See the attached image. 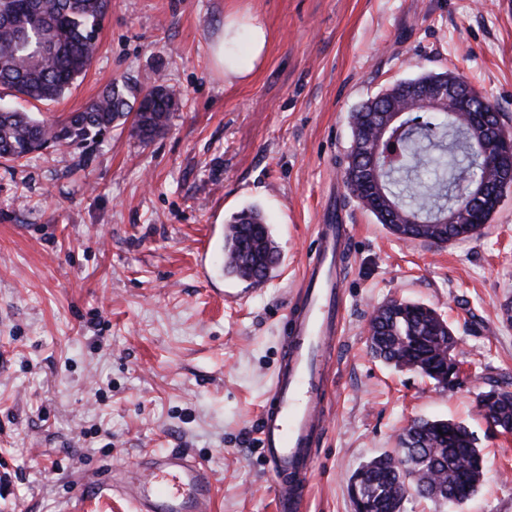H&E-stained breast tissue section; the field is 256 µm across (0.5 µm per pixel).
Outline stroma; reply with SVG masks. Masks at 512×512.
Instances as JSON below:
<instances>
[{
	"label": "stroma",
	"mask_w": 512,
	"mask_h": 512,
	"mask_svg": "<svg viewBox=\"0 0 512 512\" xmlns=\"http://www.w3.org/2000/svg\"><path fill=\"white\" fill-rule=\"evenodd\" d=\"M229 18L227 57L249 55L251 24L267 32L233 82L210 54ZM424 71L458 74L512 130V0H112L85 76L26 111L51 123L113 82L170 88L179 107L146 145L116 127L0 160V512H131L80 482L176 448L211 472L216 512H276L258 419L331 209L350 231L345 309L303 512H354L350 474L416 418L468 425L486 471L470 500L406 512H512V435L477 409L512 384V192L480 234L436 245L390 234L343 180L350 113ZM252 206L281 252L258 283L219 263L225 224ZM392 299L447 318L455 388L372 357L368 322Z\"/></svg>",
	"instance_id": "1"
}]
</instances>
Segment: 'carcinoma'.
Here are the masks:
<instances>
[{
	"instance_id": "obj_1",
	"label": "carcinoma",
	"mask_w": 512,
	"mask_h": 512,
	"mask_svg": "<svg viewBox=\"0 0 512 512\" xmlns=\"http://www.w3.org/2000/svg\"><path fill=\"white\" fill-rule=\"evenodd\" d=\"M111 0H0V86L39 102L60 99L89 69L99 48L102 21ZM455 92L470 98L473 111L490 114L491 128L512 138L499 112L479 91L456 78ZM178 98L158 86L129 100L125 87L109 85L82 110L55 123L0 108V158L19 160L47 146L93 143L114 126L147 143L168 126ZM401 112L387 132L382 114ZM353 144L343 171L351 195L378 223L399 238L446 244L455 225L439 219L451 210L480 209L469 188L494 185L512 170V157L497 164L475 150L470 118L393 88L351 113ZM377 179L382 195L367 201L364 181ZM280 250L260 209L231 216L224 232V271L260 282L279 265ZM374 358L416 371L440 383L457 360L445 355L455 342L447 321L420 303L392 300L370 320ZM486 423L512 427V392H497L481 407ZM398 454H381L350 476L367 512H404L411 494L434 502L467 499L482 481L484 458L469 429L449 419L415 420L400 438Z\"/></svg>"
}]
</instances>
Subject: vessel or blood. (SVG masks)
<instances>
[{
  "label": "vessel or blood",
  "mask_w": 512,
  "mask_h": 512,
  "mask_svg": "<svg viewBox=\"0 0 512 512\" xmlns=\"http://www.w3.org/2000/svg\"><path fill=\"white\" fill-rule=\"evenodd\" d=\"M304 286L292 302L285 350L258 424L259 441L278 512H301L324 428L315 392L326 381L327 348L342 308L338 263L347 244L342 224H322ZM148 480L128 477L122 488L137 512H213L209 471L185 450L149 458Z\"/></svg>",
  "instance_id": "vessel-or-blood-1"
}]
</instances>
